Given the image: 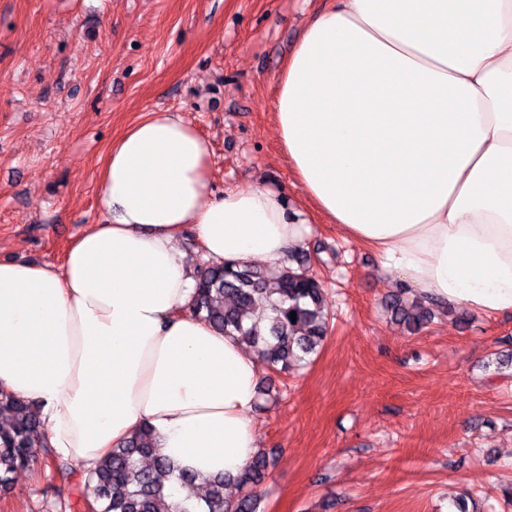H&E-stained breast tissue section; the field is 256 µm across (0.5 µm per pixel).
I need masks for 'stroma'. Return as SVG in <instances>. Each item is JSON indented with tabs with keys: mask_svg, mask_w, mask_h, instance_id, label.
<instances>
[{
	"mask_svg": "<svg viewBox=\"0 0 512 512\" xmlns=\"http://www.w3.org/2000/svg\"><path fill=\"white\" fill-rule=\"evenodd\" d=\"M326 0H0V260L60 264L98 224L114 139L151 111L191 122L215 192L282 186L307 220V269L330 332L300 369H263L278 393L253 416L275 456L262 512H512V315L396 322L374 253L295 186L275 135L274 79ZM43 455L0 512H85L87 472Z\"/></svg>",
	"mask_w": 512,
	"mask_h": 512,
	"instance_id": "stroma-1",
	"label": "stroma"
}]
</instances>
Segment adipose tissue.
Instances as JSON below:
<instances>
[{"label":"adipose tissue","mask_w":512,"mask_h":512,"mask_svg":"<svg viewBox=\"0 0 512 512\" xmlns=\"http://www.w3.org/2000/svg\"><path fill=\"white\" fill-rule=\"evenodd\" d=\"M296 184L409 291L512 313V0H331L276 79ZM209 146L170 111L112 144L102 223L61 265L0 261V392L47 443L94 468L150 429L179 470L236 476L254 457L257 357L195 317L210 263L284 269L306 221L284 189L215 193Z\"/></svg>","instance_id":"ef3b65f1"}]
</instances>
